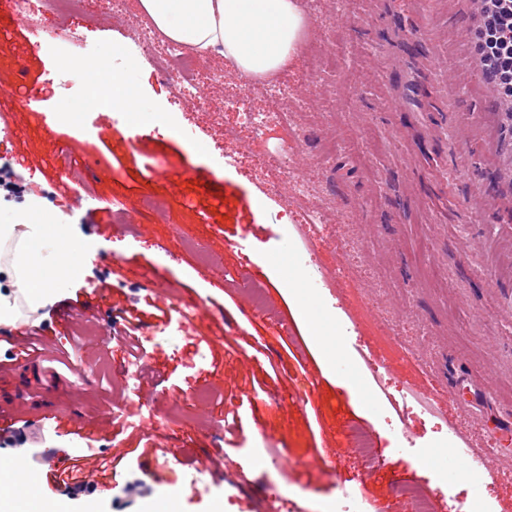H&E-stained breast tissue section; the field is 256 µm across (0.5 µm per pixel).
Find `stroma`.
I'll list each match as a JSON object with an SVG mask.
<instances>
[{"mask_svg":"<svg viewBox=\"0 0 512 512\" xmlns=\"http://www.w3.org/2000/svg\"><path fill=\"white\" fill-rule=\"evenodd\" d=\"M297 3L308 28L283 75L304 108L247 148L224 137L234 112L178 102L133 51L146 23L135 0L119 16L112 0H79L71 23L78 51L108 46L116 71L135 63L138 116L89 102L80 125L59 123L72 106L53 79L56 52L36 45L11 0H0V153L32 187L59 196L72 187L62 171L79 169L101 200L95 212L60 211L37 229L31 310L0 327L44 331L11 388L44 398L45 421L30 424L42 448L84 447L118 464L116 488L69 498L46 474L31 484L0 476L15 512L36 499L64 512L89 501L100 512L170 501L176 512H325L347 497L365 512H412L398 480L422 486L434 512H448L452 497L466 512H512V120L474 53L483 13L474 0H432L419 62L409 55L410 0ZM158 112L170 130L154 129ZM184 126L195 127V143L178 135ZM277 146L309 178V205L334 236L318 247L326 287L297 275L291 186L268 192L267 172L251 163L250 151ZM145 198L159 210L143 209ZM118 202L128 207L123 226L113 221ZM89 224L98 232L84 233ZM65 231L87 247V265L69 264L56 247L43 254ZM349 252L371 280L341 274ZM64 263L63 287L44 286ZM236 272L263 286V307L249 306ZM102 275L106 298L96 288ZM198 302L194 330L156 337L179 332L180 310ZM65 305L94 315L61 323ZM106 327L135 328L144 345L136 391L122 384L127 347L96 339ZM393 343L401 360L390 390L433 399L450 453L436 447L435 419L392 405L366 368L364 355ZM118 402L126 416L113 415ZM104 420L106 440L87 443L85 428ZM356 427L373 433L379 464L369 474ZM218 454L224 470H205ZM197 469L201 494L184 480Z\"/></svg>","mask_w":512,"mask_h":512,"instance_id":"stroma-1","label":"stroma"}]
</instances>
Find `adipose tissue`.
Returning <instances> with one entry per match:
<instances>
[{"instance_id": "1", "label": "adipose tissue", "mask_w": 512, "mask_h": 512, "mask_svg": "<svg viewBox=\"0 0 512 512\" xmlns=\"http://www.w3.org/2000/svg\"><path fill=\"white\" fill-rule=\"evenodd\" d=\"M136 7L165 38L219 54L249 79L284 70L307 28L296 0H137Z\"/></svg>"}]
</instances>
